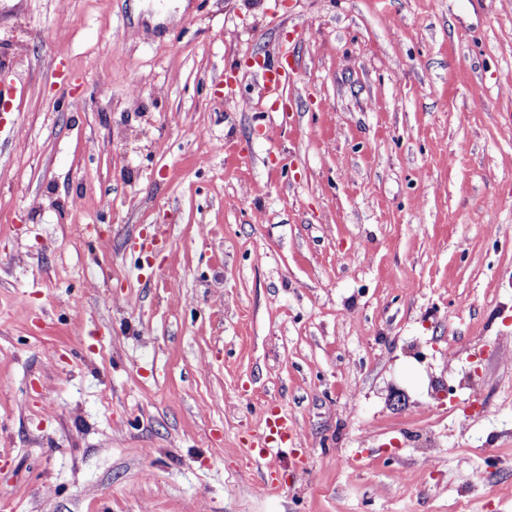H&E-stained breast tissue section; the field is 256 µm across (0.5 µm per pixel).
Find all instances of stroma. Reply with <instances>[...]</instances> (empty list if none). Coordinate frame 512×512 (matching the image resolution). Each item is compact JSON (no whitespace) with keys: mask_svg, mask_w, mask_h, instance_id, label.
<instances>
[{"mask_svg":"<svg viewBox=\"0 0 512 512\" xmlns=\"http://www.w3.org/2000/svg\"><path fill=\"white\" fill-rule=\"evenodd\" d=\"M0 83L6 512H512V4L0 0ZM265 428L268 434L257 433L252 435L251 444L258 447L257 457L272 466L282 448L292 445L297 436V429L288 413H278L273 419L267 418Z\"/></svg>","mask_w":512,"mask_h":512,"instance_id":"stroma-1","label":"stroma"}]
</instances>
